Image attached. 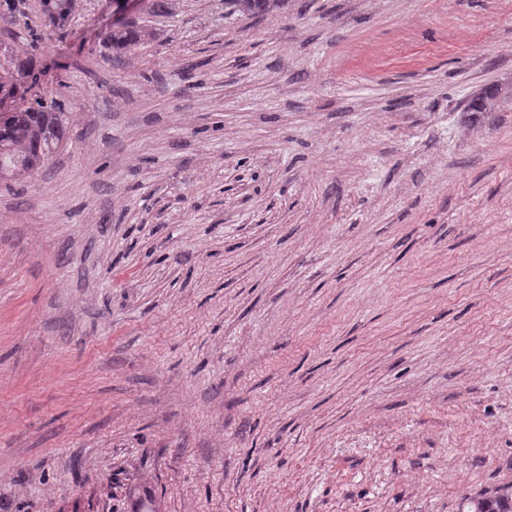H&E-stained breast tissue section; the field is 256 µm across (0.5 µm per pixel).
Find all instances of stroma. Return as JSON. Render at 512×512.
Listing matches in <instances>:
<instances>
[{
  "label": "stroma",
  "mask_w": 512,
  "mask_h": 512,
  "mask_svg": "<svg viewBox=\"0 0 512 512\" xmlns=\"http://www.w3.org/2000/svg\"><path fill=\"white\" fill-rule=\"evenodd\" d=\"M0 18V512H462L512 485V0ZM151 36L152 33L138 23L123 22L103 33V45L117 54L127 53L144 44ZM512 97V84H493L486 87L468 105V122L480 124L491 112H494L501 99ZM51 102L0 113V179L39 170L65 135L63 112Z\"/></svg>",
  "instance_id": "stroma-1"
}]
</instances>
